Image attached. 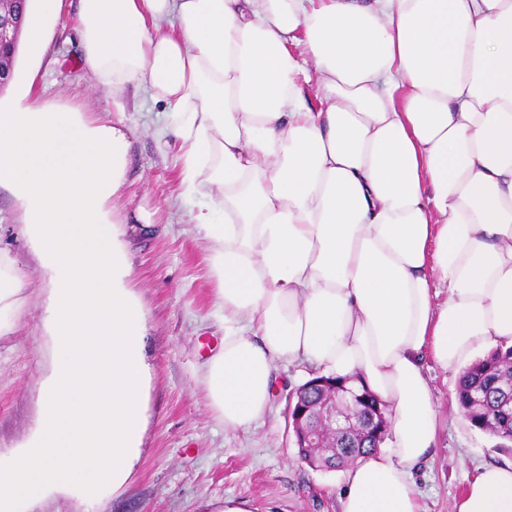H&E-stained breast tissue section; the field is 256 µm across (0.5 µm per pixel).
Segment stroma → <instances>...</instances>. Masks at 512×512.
Instances as JSON below:
<instances>
[{
    "label": "stroma",
    "mask_w": 512,
    "mask_h": 512,
    "mask_svg": "<svg viewBox=\"0 0 512 512\" xmlns=\"http://www.w3.org/2000/svg\"><path fill=\"white\" fill-rule=\"evenodd\" d=\"M77 11L78 0H63L40 55L20 45L14 79L0 100L26 89L30 100L122 128L127 166L112 219L133 222L141 207L153 213L152 224L127 238L129 286L150 335L149 425L137 469L97 512H222L228 501L245 512H340L343 470L315 471L299 461L288 425L289 399L313 369L279 364L271 409L250 430L225 428L210 409L201 365L223 341L224 311L215 300L208 244L192 220L208 199L183 193V160L164 103L145 91L117 95L96 87L75 30ZM20 222L11 192L1 187L0 252L10 257L22 291L12 328L0 337V452L21 445L35 428L51 358L45 285ZM423 366L438 430L430 459L415 475L418 501L421 512H454L478 467L510 463L512 450L464 418L457 370L442 369L429 355Z\"/></svg>",
    "instance_id": "stroma-1"
}]
</instances>
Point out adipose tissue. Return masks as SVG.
I'll use <instances>...</instances> for the list:
<instances>
[{
    "instance_id": "adipose-tissue-1",
    "label": "adipose tissue",
    "mask_w": 512,
    "mask_h": 512,
    "mask_svg": "<svg viewBox=\"0 0 512 512\" xmlns=\"http://www.w3.org/2000/svg\"><path fill=\"white\" fill-rule=\"evenodd\" d=\"M62 0H28L31 53ZM99 87L178 113L224 341L203 366L225 428L250 429L277 363L358 376L388 446L345 471L341 512H419L435 443L422 355L445 369L512 346V0H79ZM302 41L320 92L298 83ZM125 132L0 107V187L49 283L52 359L36 427L0 453V512L99 504L140 462L151 367L110 218ZM456 512H512V463L480 466ZM364 390L361 392L363 393V397L358 402V413L361 418L367 420L366 416L369 412H373L377 405H380L382 414H384L387 417L388 409L386 404L383 402L382 399H379L377 396H375L369 389H367L365 386ZM371 427L374 429V431H379L380 434L384 433L388 436L389 429H390V422L388 419L378 416V415H371Z\"/></svg>"
}]
</instances>
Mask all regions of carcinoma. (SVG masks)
Wrapping results in <instances>:
<instances>
[{"label": "carcinoma", "instance_id": "cac0c4a2", "mask_svg": "<svg viewBox=\"0 0 512 512\" xmlns=\"http://www.w3.org/2000/svg\"><path fill=\"white\" fill-rule=\"evenodd\" d=\"M512 346L496 347L466 367L459 376L456 396L459 407L470 425L501 440L500 447L512 444ZM343 378L315 376L304 383L301 405L293 408L292 415L303 416L305 426L316 429L321 425L320 407ZM388 414L383 400L369 389L363 390L358 402L361 418L375 408ZM384 438L364 428L350 429L336 434L325 448H299V460H309L322 468L336 470L345 467L359 456L380 448Z\"/></svg>", "mask_w": 512, "mask_h": 512}]
</instances>
